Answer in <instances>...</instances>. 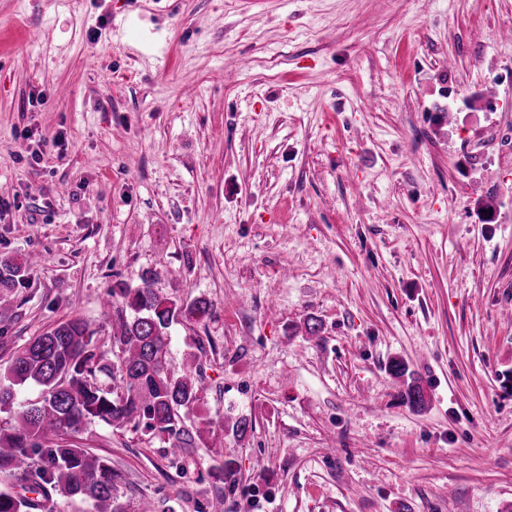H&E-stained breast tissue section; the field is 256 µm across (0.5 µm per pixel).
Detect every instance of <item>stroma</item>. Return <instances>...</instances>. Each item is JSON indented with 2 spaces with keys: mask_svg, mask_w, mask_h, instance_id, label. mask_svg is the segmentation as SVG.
<instances>
[{
  "mask_svg": "<svg viewBox=\"0 0 512 512\" xmlns=\"http://www.w3.org/2000/svg\"><path fill=\"white\" fill-rule=\"evenodd\" d=\"M33 254L0 369L73 316L115 364L146 269L214 304L169 336L191 447L56 439L124 512H512V0H0V259Z\"/></svg>",
  "mask_w": 512,
  "mask_h": 512,
  "instance_id": "35a3bbf8",
  "label": "stroma"
}]
</instances>
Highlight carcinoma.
<instances>
[{"label": "carcinoma", "instance_id": "1", "mask_svg": "<svg viewBox=\"0 0 512 512\" xmlns=\"http://www.w3.org/2000/svg\"><path fill=\"white\" fill-rule=\"evenodd\" d=\"M35 259L0 260V317L7 315V297L24 283ZM156 273L147 269L139 284L119 283L112 296L127 309L112 325L118 344L112 386L103 387L96 373L107 370L94 347L96 330L80 317L55 324L33 337L12 357L0 379V408L11 407L18 389L33 383L41 400L20 406L14 423L0 432V470L13 485L0 489V512H29L33 501L17 491L20 485L45 497L59 492L93 502L95 512H122L114 504L118 474L101 457L82 448H62L49 434L76 435L95 420L115 428L144 424L165 434L173 452L187 445L184 418L202 399L204 388L188 375L171 371L168 361L172 325L212 316L213 302L203 296L189 301L165 297L154 288Z\"/></svg>", "mask_w": 512, "mask_h": 512}]
</instances>
